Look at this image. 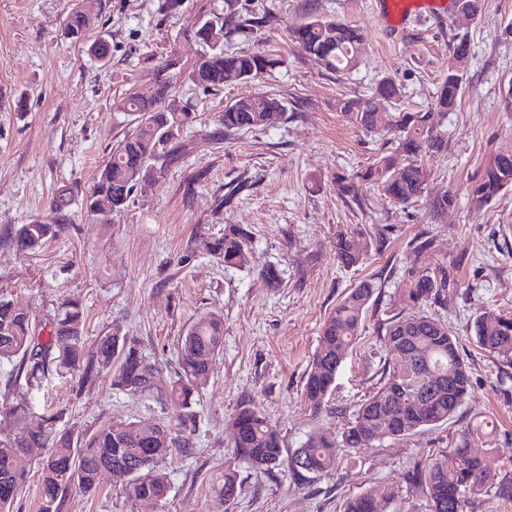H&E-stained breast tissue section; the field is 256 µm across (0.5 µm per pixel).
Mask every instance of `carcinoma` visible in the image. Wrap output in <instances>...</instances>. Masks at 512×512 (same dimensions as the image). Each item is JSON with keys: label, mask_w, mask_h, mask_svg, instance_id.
Listing matches in <instances>:
<instances>
[{"label": "carcinoma", "mask_w": 512, "mask_h": 512, "mask_svg": "<svg viewBox=\"0 0 512 512\" xmlns=\"http://www.w3.org/2000/svg\"><path fill=\"white\" fill-rule=\"evenodd\" d=\"M268 21L270 18L265 15L244 17L238 0H224L223 21H206L195 32L204 50L188 73L190 81L204 90L218 91L229 82L255 79L275 71L281 66V59L273 53L224 51L228 33ZM91 25L92 17L77 0L67 15V35L80 42ZM293 42L305 55L341 76L358 64L364 37L354 25L313 15L293 31ZM468 54L467 37L456 38L436 93L435 107L442 113L454 111L462 97L466 72L460 59ZM176 66L173 59L159 63L154 79L117 105V110L134 117L133 127L93 178L85 197V208L92 220L111 223L114 215L129 206L134 184L153 179L157 168L164 169L181 157L182 134L194 122V116L171 98L172 71ZM400 98L399 85L384 77L371 95L337 101V108L356 128L386 135L389 144L388 151L377 156L363 172L336 177L340 194L357 196L362 181L381 188L396 206L408 207L422 198L421 163L427 155L446 150L448 140L438 131L434 113L394 111ZM283 111V102L268 95L240 99L218 113V130L229 136L259 129L266 126L269 113ZM511 189L512 150H499L487 160L481 179L472 187L471 198L476 205L484 206ZM68 205L69 198L62 192L51 201L50 220L21 225L11 240L16 251L22 255L34 253L57 238L66 224L64 210ZM429 247L427 241L410 244L414 259L406 269L411 284L409 299L418 305L438 298L454 285L447 270H433L423 263L422 256ZM206 248L226 268H253L254 256L247 236L234 224L225 226L222 236L208 240ZM335 250L338 262L348 268L364 263L368 252L346 232L337 234ZM374 293V282H360L323 323L303 391L316 413L322 410L342 364L362 334ZM85 321L84 308L74 300L63 301L60 309L39 325L29 311L0 297V363L18 364L17 374L24 373L29 378L68 370L89 381L105 373L112 388L152 398L162 410L171 412L179 427H192L195 393L212 371L214 357L224 348V320L220 315L206 313L190 325L178 349L181 373L165 388L157 382L156 366L128 343L119 329L87 345ZM384 330L387 357L382 380L351 412L341 440L313 433L285 461L277 429L254 405L246 404L232 422L238 455L263 472L285 462L297 475L326 473L337 466L342 449L365 446L370 435L376 441L401 438L451 419L471 386L459 338L448 324L420 312L396 315L385 323ZM471 333L480 348L512 363V313L484 308L474 317ZM391 407L395 408V418L387 424L382 415ZM62 416L63 411L59 410L23 433L0 434V512H10L16 492L25 481V473L15 471L12 463L28 448L50 449L42 462L40 512H60L61 499L71 488L88 495L94 493L100 475L116 468L131 472L125 490L132 497L153 503L166 497L168 477L157 469V463L181 447L171 425L154 418L112 423L78 444L71 435L56 430ZM481 435L479 426L472 427L462 433L448 454L432 459L416 472V482L426 491L428 512H465L468 498L479 494L489 483L485 457L471 450L472 440ZM218 491L224 499L235 500L238 482L234 471L224 470ZM393 497V489L376 487L348 499L343 512H381V503Z\"/></svg>", "instance_id": "obj_1"}]
</instances>
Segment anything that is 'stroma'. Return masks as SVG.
<instances>
[{
    "label": "stroma",
    "instance_id": "1",
    "mask_svg": "<svg viewBox=\"0 0 512 512\" xmlns=\"http://www.w3.org/2000/svg\"><path fill=\"white\" fill-rule=\"evenodd\" d=\"M376 2L239 0L242 14L265 13L270 22L230 34L225 50H265L282 65L272 75L205 92L187 80L202 51L193 34L204 20H223L224 0H93L94 24L81 42L65 33L72 0H0V296L39 321L63 300L81 301L88 341L120 329L156 364L163 386L178 377L176 352L188 326L207 312L224 316V350L199 389L196 429L158 464L169 479L166 498L139 501L124 492L122 477L105 474L93 495L68 492L60 512H343L346 498L380 485L397 492L383 512H428L414 473L483 421L487 433L474 447L486 456L492 482L471 496L466 512H512V500L497 492L512 481V364L468 335L479 309L512 311V190L485 207L470 197L489 156L512 149V36L502 34L512 6L485 0L476 20L452 10L393 34ZM313 14L362 28L365 49L350 75L296 49L291 32ZM460 35L470 41L465 88L456 111L438 118L448 149L424 165L425 202L402 208L367 184L357 197L340 195L337 176L371 163L383 139L353 127L337 99L370 94L388 76L401 86L402 108L431 109ZM101 39L109 47L104 62L89 52ZM167 58L179 71L174 98L196 114L184 152L112 223L90 222L82 198L132 124L115 103L149 82ZM258 94L282 100L284 114L264 129L217 137L216 113ZM62 189L70 205L60 237L30 255L16 253L13 229L46 217ZM450 191L455 206L434 208ZM228 224L244 229L259 266L280 269L279 287L257 270H228L207 254L203 240L221 236ZM341 231L368 246L363 265L337 262ZM418 237L432 242L426 264L456 280L424 310L447 322L470 367L472 385L457 414L402 439L347 450L325 475L302 477L284 464L258 472L233 446L239 407H258L278 429L286 455L313 432L340 436L345 412L380 381L387 319L413 310L405 269ZM365 278L376 285L365 329L325 409L313 413L302 393L322 324ZM11 373V365H0V400L18 389L31 409L20 418L0 414L1 433L22 432L51 406L65 411L58 430L78 440L113 422L164 416L154 401L112 389L104 375L81 383L53 373L17 384ZM47 454L37 448L22 459L26 482L13 512H38V469ZM228 467L240 485L231 504L215 491Z\"/></svg>",
    "mask_w": 512,
    "mask_h": 512
}]
</instances>
